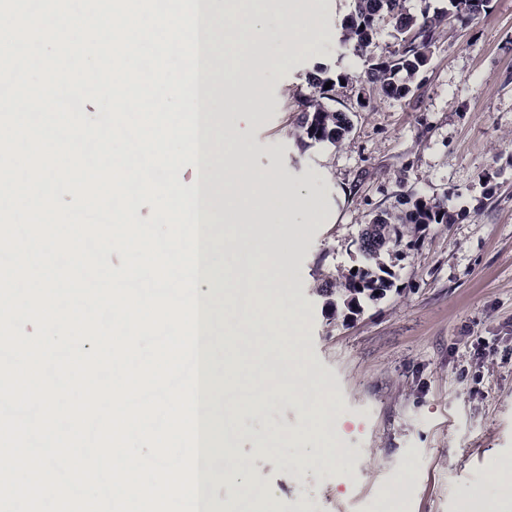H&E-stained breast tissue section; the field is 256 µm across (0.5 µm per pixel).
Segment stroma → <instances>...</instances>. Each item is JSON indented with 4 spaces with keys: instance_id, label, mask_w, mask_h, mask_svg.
Here are the masks:
<instances>
[{
    "instance_id": "stroma-1",
    "label": "stroma",
    "mask_w": 512,
    "mask_h": 512,
    "mask_svg": "<svg viewBox=\"0 0 512 512\" xmlns=\"http://www.w3.org/2000/svg\"><path fill=\"white\" fill-rule=\"evenodd\" d=\"M351 0H313L329 36L283 59L285 34L266 46L249 132L254 167L300 185L315 202L343 188L331 224L305 225L293 247L291 288L259 301L299 304L297 346L325 387L329 413L315 425L300 402L254 410L228 394L224 442L244 464L213 485L216 501L253 498L267 512H362L373 499L395 512H512V0H488L469 23L443 25L428 64L402 100L358 91L369 59L395 48L382 28L369 58L340 47L334 31ZM348 74L332 93L351 130L336 144H299L294 132L316 64ZM447 205L453 223L430 225L417 245L387 256L394 285L357 311L330 306L326 276L356 266L371 217L408 194ZM343 459L311 462L327 446ZM278 449L297 467L263 454Z\"/></svg>"
}]
</instances>
